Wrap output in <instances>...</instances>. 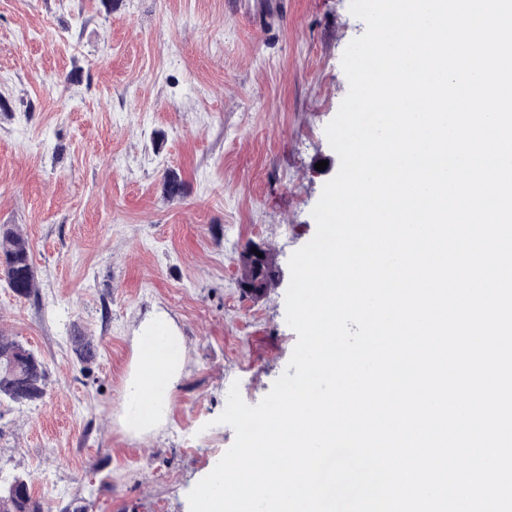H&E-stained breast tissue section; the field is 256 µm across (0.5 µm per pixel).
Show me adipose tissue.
<instances>
[{"label":"adipose tissue","mask_w":512,"mask_h":512,"mask_svg":"<svg viewBox=\"0 0 512 512\" xmlns=\"http://www.w3.org/2000/svg\"><path fill=\"white\" fill-rule=\"evenodd\" d=\"M135 354L119 418L122 429L144 436L165 424L172 393L186 371L184 338L167 313L142 321L134 338Z\"/></svg>","instance_id":"1"}]
</instances>
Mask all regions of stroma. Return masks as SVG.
<instances>
[{"instance_id": "stroma-1", "label": "stroma", "mask_w": 512, "mask_h": 512, "mask_svg": "<svg viewBox=\"0 0 512 512\" xmlns=\"http://www.w3.org/2000/svg\"><path fill=\"white\" fill-rule=\"evenodd\" d=\"M364 31L349 0H0V225L28 239L39 286L0 280V333L48 370L42 400L0 401V478L27 476L49 512H190L235 440L217 421L231 385L259 403L297 343L289 259L339 170L325 127ZM252 243L280 270L258 300L237 285ZM154 311L187 373L164 427L133 437L118 417Z\"/></svg>"}]
</instances>
